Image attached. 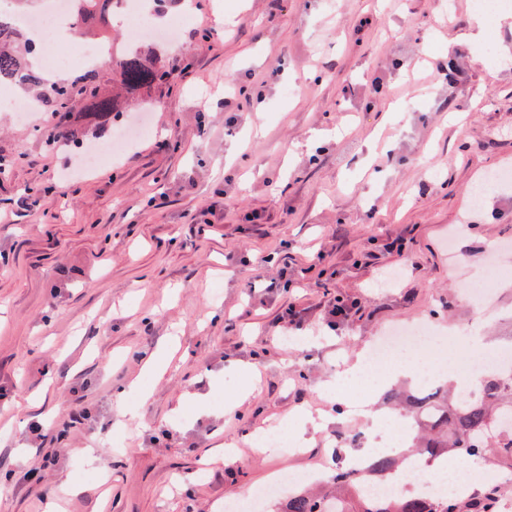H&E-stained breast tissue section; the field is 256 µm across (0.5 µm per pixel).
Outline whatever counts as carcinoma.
<instances>
[{
    "instance_id": "1",
    "label": "carcinoma",
    "mask_w": 512,
    "mask_h": 512,
    "mask_svg": "<svg viewBox=\"0 0 512 512\" xmlns=\"http://www.w3.org/2000/svg\"><path fill=\"white\" fill-rule=\"evenodd\" d=\"M121 0H72L75 29L81 31L96 21L104 22L110 11L118 10ZM32 43L24 39L20 29L0 21V84L7 82L34 93L37 102L57 112L65 131L52 125L41 131L45 143H74L75 132L71 113L66 108L81 104L85 116L102 128L112 124V118L123 108L116 98L104 91L105 82L97 70L53 83L44 88L40 77L30 67ZM165 60L152 46H136L127 53L112 56L110 80L134 97L163 84L170 78ZM472 397L462 398L457 384L450 383L444 391H422L411 401V413L421 435L408 445L405 456L439 457L448 454L462 456L490 455L496 465L512 470V373L492 372L474 382ZM399 466V459L386 455L372 458L371 469L386 478ZM503 494L502 486L484 483V489L459 499L434 500L419 494L372 498L349 473L336 472L332 490L313 492L300 488L288 495L280 512H495V500Z\"/></svg>"
}]
</instances>
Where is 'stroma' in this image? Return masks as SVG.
Returning <instances> with one entry per match:
<instances>
[{
	"label": "stroma",
	"mask_w": 512,
	"mask_h": 512,
	"mask_svg": "<svg viewBox=\"0 0 512 512\" xmlns=\"http://www.w3.org/2000/svg\"><path fill=\"white\" fill-rule=\"evenodd\" d=\"M473 15L471 0H195L159 47L152 133L86 176L76 149L44 147L45 108L0 112V512H225L280 473L321 482L362 429L322 383L384 328L477 322L512 350V254L492 250L512 242V187L470 206L512 166V27L488 20L489 59L458 39ZM490 264L495 292L467 302ZM339 298L355 307L331 327ZM289 307L301 329L283 330ZM190 395L208 410L173 415ZM80 397L91 419L59 437ZM300 411L331 420L301 451L254 452ZM91 454L105 482L78 478Z\"/></svg>",
	"instance_id": "35a3bbf8"
}]
</instances>
